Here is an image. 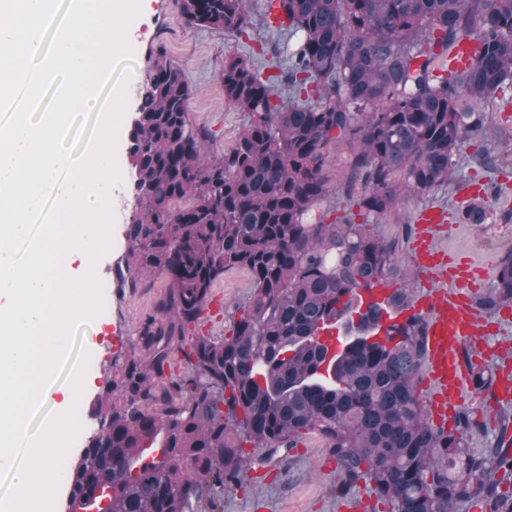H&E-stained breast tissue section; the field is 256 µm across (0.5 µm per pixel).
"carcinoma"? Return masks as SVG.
I'll return each mask as SVG.
<instances>
[{
  "mask_svg": "<svg viewBox=\"0 0 512 512\" xmlns=\"http://www.w3.org/2000/svg\"><path fill=\"white\" fill-rule=\"evenodd\" d=\"M186 25L240 38L253 27L246 0H177ZM275 26L288 66L264 76L228 54L224 99L247 124L222 153L192 122L183 69L157 50L132 121L127 151L134 213L126 228L120 286L164 275L169 292L140 321L94 402L97 431L74 463L71 512H224L249 465L286 458L318 435L341 467L344 493L363 483L391 512H512V454H480L468 437L481 424L460 409L438 430L420 402L427 327L410 317L390 345L371 341L381 311L342 298L391 280L413 228L367 235L407 194L448 184L456 158L486 130L479 113L512 87V0H276ZM476 41L464 69L448 56ZM288 85V99L276 88ZM349 148L347 201L327 221L329 167ZM358 211H353V208ZM478 203L459 218L483 224ZM251 293L231 336H186L215 283L231 269ZM512 305V250L480 306ZM345 342L330 357L317 330L334 314ZM183 370L166 374L171 356ZM478 390L494 375L470 366ZM161 448L158 461L142 449ZM501 477H496V474Z\"/></svg>",
  "mask_w": 512,
  "mask_h": 512,
  "instance_id": "obj_1",
  "label": "carcinoma"
}]
</instances>
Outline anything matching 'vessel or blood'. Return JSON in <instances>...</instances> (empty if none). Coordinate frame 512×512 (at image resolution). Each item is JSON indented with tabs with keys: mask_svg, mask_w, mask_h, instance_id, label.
Segmentation results:
<instances>
[{
	"mask_svg": "<svg viewBox=\"0 0 512 512\" xmlns=\"http://www.w3.org/2000/svg\"><path fill=\"white\" fill-rule=\"evenodd\" d=\"M445 212L438 207L422 209L418 215L421 233L416 242L415 260L428 270L434 289L412 301L403 311L389 307L392 288L385 282H372L356 290L360 309L375 306L383 311L381 336L392 335L408 316L422 315L428 325L427 369L431 385L432 422L447 424L451 412L461 404L470 387V375L462 360L466 349L475 347L484 333L479 312L470 304L478 266L469 258H453L435 246L431 231L443 222Z\"/></svg>",
	"mask_w": 512,
	"mask_h": 512,
	"instance_id": "vessel-or-blood-1",
	"label": "vessel or blood"
}]
</instances>
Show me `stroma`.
I'll return each mask as SVG.
<instances>
[{
    "instance_id": "35a3bbf8",
    "label": "stroma",
    "mask_w": 512,
    "mask_h": 512,
    "mask_svg": "<svg viewBox=\"0 0 512 512\" xmlns=\"http://www.w3.org/2000/svg\"><path fill=\"white\" fill-rule=\"evenodd\" d=\"M254 19L250 37L230 38L220 30L187 27L176 0H144L143 9L133 21L132 60L128 88L129 101L121 118L115 160L127 161L128 133L139 104V91L151 66V56L165 48L169 56L182 66L191 89L189 112L192 120L208 128L210 146L220 152L232 145L246 123V114L224 99L220 75L226 54L232 53L252 61L259 69H267L273 60L274 47L283 45L287 37L268 26L263 17L264 0H247ZM481 118L488 130L485 142L468 146L460 158L458 174L447 186L425 198H401L395 209L381 223L370 225L373 235L390 239L398 235L401 225L415 221L418 210L437 206L448 212V222L440 226L435 238L441 247L473 258L487 271L476 291L483 298L495 284L496 264L500 255L512 249V165L490 167L484 164L485 149L503 152L512 147V113L490 108ZM495 184L500 188L491 201L488 218L482 224L459 222L457 213L466 200L464 190L471 183ZM133 212L131 190H124L121 203L114 211L111 246L96 262L99 279L106 285L103 307L78 333L77 341L88 353L87 387L77 403L81 430L72 444L64 465L77 460L87 440L97 428L91 415L92 405L103 390L119 355V344L129 343L138 323L153 313L155 305L169 290V281L156 277L136 288L118 287L116 267L122 266L126 250L125 229ZM250 292L246 270L232 269L217 281L213 294L224 303L223 319L202 318L189 326V334L214 337L230 335L234 319ZM464 404L475 411L482 428L473 433L469 448L479 452L491 447L500 429V409L512 412V403L501 406L491 392L469 391ZM343 481L341 467L330 459L321 439L307 435L302 444L282 463L251 471L247 484L224 494V512H372L375 503L362 486L349 488L337 495Z\"/></svg>"
}]
</instances>
